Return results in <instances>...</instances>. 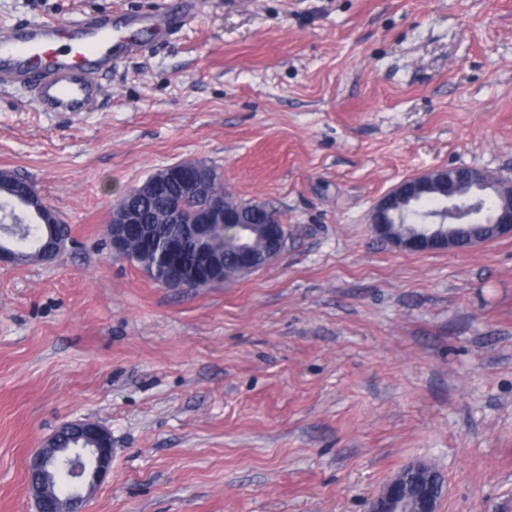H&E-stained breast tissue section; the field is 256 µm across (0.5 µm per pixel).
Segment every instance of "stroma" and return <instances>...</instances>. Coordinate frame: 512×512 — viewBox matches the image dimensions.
<instances>
[{
	"label": "stroma",
	"instance_id": "1",
	"mask_svg": "<svg viewBox=\"0 0 512 512\" xmlns=\"http://www.w3.org/2000/svg\"><path fill=\"white\" fill-rule=\"evenodd\" d=\"M181 7L0 0V30ZM150 38L82 116L0 91V169L71 227L0 268V512H34L28 462L78 419L116 450L85 512H367L412 462L439 512H512V238L412 253L367 222L434 168L512 178V0H195ZM182 161L279 212L275 262L175 291L113 257V205Z\"/></svg>",
	"mask_w": 512,
	"mask_h": 512
}]
</instances>
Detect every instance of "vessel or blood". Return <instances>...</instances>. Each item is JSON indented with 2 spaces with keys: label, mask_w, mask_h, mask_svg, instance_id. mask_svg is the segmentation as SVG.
I'll return each instance as SVG.
<instances>
[{
  "label": "vessel or blood",
  "mask_w": 512,
  "mask_h": 512,
  "mask_svg": "<svg viewBox=\"0 0 512 512\" xmlns=\"http://www.w3.org/2000/svg\"><path fill=\"white\" fill-rule=\"evenodd\" d=\"M191 7L182 16L190 17ZM181 18L148 13H87L60 26L20 19L0 36V89H29L38 111L78 114L93 110L102 94L101 76L120 59L142 52L145 29L175 30Z\"/></svg>",
  "instance_id": "1"
}]
</instances>
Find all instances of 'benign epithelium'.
<instances>
[{
	"label": "benign epithelium",
	"instance_id": "7a95c632",
	"mask_svg": "<svg viewBox=\"0 0 512 512\" xmlns=\"http://www.w3.org/2000/svg\"><path fill=\"white\" fill-rule=\"evenodd\" d=\"M179 182L184 194L204 196L206 174L202 167L189 163L177 164ZM492 171L478 166L438 168L400 181L373 206L368 221L374 232L394 247L415 253L468 251L481 244L512 237V184L500 182L504 203L492 213L483 214L481 196L491 189ZM443 179L448 182V201L438 210L425 214L423 223L443 224L445 235L403 237L392 235L390 223L397 212L399 200H414L429 193L430 182ZM233 222L224 212V202L211 198L193 225L201 251H206L208 227L214 223ZM273 247L263 257H257L244 244L238 251L239 272L243 275L272 263L285 245L286 225L280 216H272L269 224ZM139 228L123 201L112 206V255L128 257L127 243L137 239ZM59 431H67L80 443L71 448L56 447V436H50L34 453L28 467V492L35 504V512H84L87 501L100 481L112 467L113 448L107 445L108 431L96 422L64 423ZM69 477L70 488L64 496L49 485V472ZM432 470L422 463L409 464L373 497L368 512H437L439 499L429 489L433 485Z\"/></svg>",
	"mask_w": 512,
	"mask_h": 512
}]
</instances>
